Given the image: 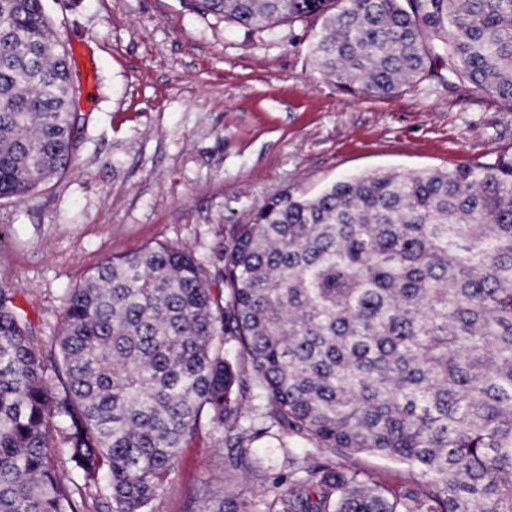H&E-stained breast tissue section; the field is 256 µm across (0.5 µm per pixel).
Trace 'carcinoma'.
<instances>
[{"mask_svg":"<svg viewBox=\"0 0 512 512\" xmlns=\"http://www.w3.org/2000/svg\"><path fill=\"white\" fill-rule=\"evenodd\" d=\"M187 2L247 34L322 18L313 62L350 94L436 77L512 111V0ZM54 34L44 0H0V199L76 161ZM38 342L0 288V512H154L204 426L227 490L201 512H251L229 486L261 475L264 437L288 469L267 512H512V153L279 194L215 262L162 243L109 257ZM236 390L268 425L243 424ZM358 455L410 479L390 493Z\"/></svg>","mask_w":512,"mask_h":512,"instance_id":"1","label":"carcinoma"}]
</instances>
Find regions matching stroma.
I'll use <instances>...</instances> for the list:
<instances>
[{
	"instance_id": "stroma-1",
	"label": "stroma",
	"mask_w": 512,
	"mask_h": 512,
	"mask_svg": "<svg viewBox=\"0 0 512 512\" xmlns=\"http://www.w3.org/2000/svg\"><path fill=\"white\" fill-rule=\"evenodd\" d=\"M82 93L77 165L0 199V288L49 350L71 288L163 242L203 260L276 195L373 173L450 171L512 152V111L437 79L351 95L316 69L321 19L246 34L180 0H44ZM226 449L202 428L156 512H200Z\"/></svg>"
}]
</instances>
